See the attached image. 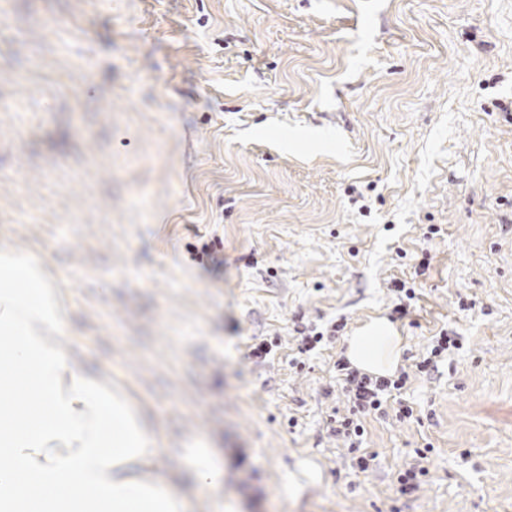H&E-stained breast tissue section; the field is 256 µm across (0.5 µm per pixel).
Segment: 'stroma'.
I'll return each mask as SVG.
<instances>
[{"instance_id": "1", "label": "stroma", "mask_w": 512, "mask_h": 512, "mask_svg": "<svg viewBox=\"0 0 512 512\" xmlns=\"http://www.w3.org/2000/svg\"><path fill=\"white\" fill-rule=\"evenodd\" d=\"M1 248L164 477L223 456L195 512H512V0H0ZM374 318L414 417L365 418L362 472L329 420ZM451 347H459L458 336H449L447 332H441L439 336H435L432 340L431 349L427 352V356H423L416 364L418 372L428 374L434 370L436 368L434 358L448 351ZM428 475V470L419 465V463L412 464L398 476L399 491L402 494L411 493L416 490L420 485L422 478Z\"/></svg>"}]
</instances>
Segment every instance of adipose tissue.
Masks as SVG:
<instances>
[{"instance_id":"adipose-tissue-1","label":"adipose tissue","mask_w":512,"mask_h":512,"mask_svg":"<svg viewBox=\"0 0 512 512\" xmlns=\"http://www.w3.org/2000/svg\"><path fill=\"white\" fill-rule=\"evenodd\" d=\"M70 320L50 270L0 251V393H14L16 368L31 376L35 410L0 407V512H193L202 488L218 489L224 468L213 451L187 448L190 484L160 476V436L124 388L77 369L67 353ZM402 339L386 319L348 341L358 369L391 373Z\"/></svg>"}]
</instances>
